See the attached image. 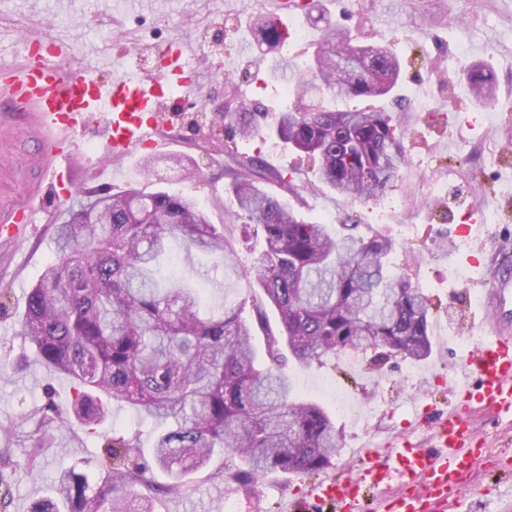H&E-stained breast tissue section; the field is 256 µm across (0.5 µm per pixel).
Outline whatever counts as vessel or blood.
I'll return each mask as SVG.
<instances>
[{"mask_svg": "<svg viewBox=\"0 0 512 512\" xmlns=\"http://www.w3.org/2000/svg\"><path fill=\"white\" fill-rule=\"evenodd\" d=\"M199 49V42L173 40L163 51L166 64L154 75L123 68L104 81L93 65L62 64L68 46L60 39L45 44L28 39L24 62L0 68V121L42 131L43 189L55 199L68 200L74 189L75 151L86 134L94 136L96 160L124 159L143 145L159 146L174 90L196 85L190 61ZM35 221L31 198L0 204V241L18 240ZM474 375L479 378L475 386L469 383ZM450 387L494 414L512 411V328L496 326L475 343L455 369ZM435 436L441 448L437 454L411 446L384 454L364 450L359 479L308 483L303 499L290 503L291 512H304L310 500L331 504L333 512H378L380 492L392 482L402 493L389 502L390 512H446L450 502L469 492L468 475L483 457L484 443L455 408L440 420Z\"/></svg>", "mask_w": 512, "mask_h": 512, "instance_id": "vessel-or-blood-1", "label": "vessel or blood"}]
</instances>
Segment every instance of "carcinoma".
Returning a JSON list of instances; mask_svg holds the SVG:
<instances>
[{
  "label": "carcinoma",
  "instance_id": "carcinoma-1",
  "mask_svg": "<svg viewBox=\"0 0 512 512\" xmlns=\"http://www.w3.org/2000/svg\"><path fill=\"white\" fill-rule=\"evenodd\" d=\"M254 24L276 53L272 77L303 106L271 121L265 112H233L232 131L274 134L317 159L319 180L338 193L381 198L403 162L398 128L384 112L333 110L313 97L390 94L398 66L388 48L364 47L329 25L314 62L300 63L281 53L288 35L270 16ZM465 76L473 96L493 101L495 79L485 66L472 64ZM252 165L242 161L234 175L231 217L247 220L244 232L262 234L265 248L244 272L247 295L217 315L203 313L192 278L163 280L155 270L174 241L188 254L232 260L224 225L210 223L194 197L129 187L79 199L50 225L54 256L26 297L17 335L36 361L69 378L74 396L69 409L43 417L36 447L55 423L97 431L109 412L102 393L169 428L155 436L150 461L141 460L138 436L102 435V479L67 470L34 512H152L155 494L176 490L156 485L154 470L180 480L204 470L217 448L225 450L224 480L240 488L271 471L318 473L340 436L318 403L293 394L286 367H321L345 350L384 348L414 360L431 353L427 297L389 269L393 240L332 236L248 178ZM0 465L36 474L32 458L0 451Z\"/></svg>",
  "mask_w": 512,
  "mask_h": 512
}]
</instances>
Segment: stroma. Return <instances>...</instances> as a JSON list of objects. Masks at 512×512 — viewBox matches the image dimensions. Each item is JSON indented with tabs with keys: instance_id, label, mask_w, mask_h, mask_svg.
<instances>
[{
	"instance_id": "stroma-1",
	"label": "stroma",
	"mask_w": 512,
	"mask_h": 512,
	"mask_svg": "<svg viewBox=\"0 0 512 512\" xmlns=\"http://www.w3.org/2000/svg\"><path fill=\"white\" fill-rule=\"evenodd\" d=\"M76 13L60 8V0H0V63H20L24 38L45 34L71 42L73 60L91 57L110 62L137 57L145 74L160 64L154 48L177 38L203 44L199 78L190 94L181 96L179 112L163 131L154 150L114 161L113 177L97 176L86 154H78L73 181L93 194L115 193L129 187L163 189L197 199L211 223L224 227L237 255L226 265L215 257L174 250L168 271L193 276L206 291L209 306L235 303L247 294L241 272L262 249V239L243 240L230 213L232 172L241 159L253 158L262 176L258 185L286 198L306 221L326 224L332 235L392 239L396 249L388 263L396 274L408 276L423 289L430 304L432 352L414 361L393 355L377 358L374 351L348 350L321 367L289 366L294 392L319 403L335 421L340 446L330 472L358 477L353 449L410 444L435 450L433 427L449 405L460 404L450 380L460 358L458 337L475 335L485 299L472 282H490L493 275L512 276V208H499L496 223L484 224L495 241L469 267V250L461 230L470 207L494 197L512 199V0H314V15L289 27L285 54L312 61L325 24L350 30L364 43L387 47L396 57L400 76L392 96L336 99L335 109H375L388 113L403 129L405 163L394 186L379 200L351 201L321 183L313 163L277 137L238 140L234 153L224 151L228 139L225 113L256 108L277 113L295 104L282 85L259 72V37L252 16L268 12L274 0H75ZM250 57L233 69L220 71L226 57H237L243 43ZM483 62L498 85L495 101L476 102L463 78L462 65ZM430 101L419 111L417 98ZM181 157L175 165L173 157ZM273 172L284 182L270 180ZM62 207L44 200L33 230L10 243H0V448L15 457L35 456L36 476L19 470L8 473L13 504L8 512H30V505L51 486L58 474L75 468L99 477L103 456L96 435L54 430V448L36 446L35 411L52 405L66 407L71 382L33 362H21L28 346L16 336V321L27 293L51 260L54 244L48 232ZM341 389L354 401L341 407L328 387ZM468 420L486 441L488 451L477 467L473 485H512V468L501 465L504 449L512 445V420L471 407ZM109 432L140 434L150 449L163 425L154 419L136 420L129 407L111 405ZM223 452H215L207 473L185 477L183 487L154 498V512H224L234 502L236 512H283L295 500L304 479L272 474L255 488L224 483Z\"/></svg>"
}]
</instances>
